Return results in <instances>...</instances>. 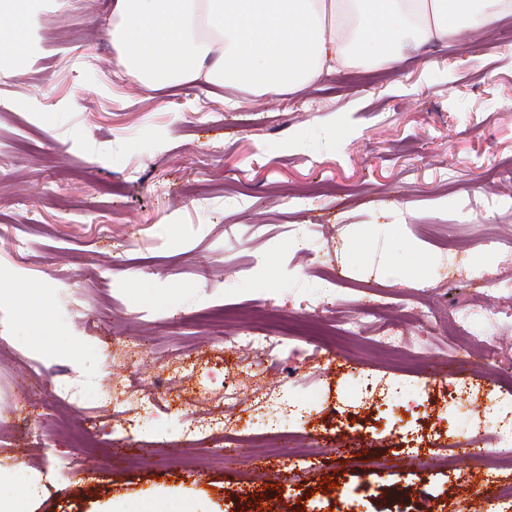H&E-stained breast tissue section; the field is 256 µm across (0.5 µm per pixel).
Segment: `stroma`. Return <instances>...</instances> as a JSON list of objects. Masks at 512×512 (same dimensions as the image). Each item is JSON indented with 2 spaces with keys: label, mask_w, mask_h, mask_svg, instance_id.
I'll list each match as a JSON object with an SVG mask.
<instances>
[{
  "label": "stroma",
  "mask_w": 512,
  "mask_h": 512,
  "mask_svg": "<svg viewBox=\"0 0 512 512\" xmlns=\"http://www.w3.org/2000/svg\"><path fill=\"white\" fill-rule=\"evenodd\" d=\"M111 10L112 0L45 7L35 58L0 76V170L9 175L0 224L28 243L17 253L0 241V338L10 348L0 357V416L28 430L0 438V488L20 495L27 512H136L148 493L201 501L209 512H253L254 496L272 504L283 490L290 512H326L337 493L326 478L349 472L372 486L368 512H465L472 495L492 497L512 483L510 471L451 483L432 475L429 449L414 459L401 447L405 413L430 432H463L484 410L479 400L449 407L447 337L427 339L433 382L421 406L406 396L359 408L358 374L383 377L393 366L369 341L344 338L320 363L270 376L264 356L217 349L198 318L237 305V318L224 324L233 336L260 325L264 299H273L274 313L294 315L337 272L350 282L337 295L346 311L360 297L358 281L381 278L409 291L420 254L443 310L472 299L469 274L492 276L511 262L479 245L483 235L512 234V215L493 207L486 180L487 168L512 160V45L497 40L502 17L481 36L452 33L408 47L388 62L383 83H348L338 71L268 98L237 85L142 93L112 66ZM190 183L205 200L186 192ZM307 185L319 186L318 207L289 209L283 188ZM228 186L249 190L248 203L225 195ZM295 224L307 231L316 266L289 248L284 229ZM448 237L457 255L440 249ZM32 280L49 296L57 327L18 321L16 297ZM35 337L57 352L32 348ZM32 358L63 366L74 404L36 384ZM134 371L141 387L124 408L138 427L119 448L112 409L93 388ZM228 376L240 386L235 404L224 401ZM273 390L304 401L312 416L258 449L266 467L257 479L237 473L222 438L182 437L184 411L220 407L234 424ZM153 403L158 411L145 414ZM345 405L355 406L358 429L344 434L336 419ZM79 406L94 413L98 450L71 442ZM377 424L383 433L361 436ZM41 432L71 465L45 467ZM302 455L317 477L289 479ZM401 469L425 479L428 503L398 489L393 473Z\"/></svg>",
  "instance_id": "obj_1"
}]
</instances>
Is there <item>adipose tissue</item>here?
Here are the masks:
<instances>
[{"mask_svg": "<svg viewBox=\"0 0 512 512\" xmlns=\"http://www.w3.org/2000/svg\"><path fill=\"white\" fill-rule=\"evenodd\" d=\"M39 10L0 0L1 58L33 50ZM506 12L512 0H112V48L145 91L230 82L273 97Z\"/></svg>", "mask_w": 512, "mask_h": 512, "instance_id": "obj_1", "label": "adipose tissue"}]
</instances>
